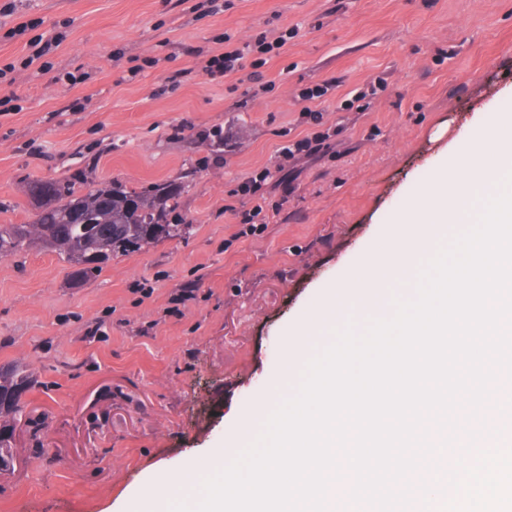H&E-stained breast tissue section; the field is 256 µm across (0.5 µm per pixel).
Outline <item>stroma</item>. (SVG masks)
Here are the masks:
<instances>
[{
  "instance_id": "obj_1",
  "label": "stroma",
  "mask_w": 512,
  "mask_h": 512,
  "mask_svg": "<svg viewBox=\"0 0 512 512\" xmlns=\"http://www.w3.org/2000/svg\"><path fill=\"white\" fill-rule=\"evenodd\" d=\"M283 34L242 70H202ZM506 112L512 0H0V224L33 221V179L181 177L192 225L78 285L56 254L0 259V368L34 374L0 512H168L157 468L261 431L247 415L299 325L457 136ZM329 128L327 153L281 163ZM265 168L263 201L242 194ZM258 203L264 223H241ZM249 47V44L245 45L243 48L233 47L225 50L221 56L211 58L204 67L206 74L212 76L220 74L224 76L243 68L245 49L249 51ZM331 135L328 133H314L311 137L305 136L301 139L288 142L279 149V154L284 159H292L299 155H310L320 151L325 142L334 135V131Z\"/></svg>"
}]
</instances>
